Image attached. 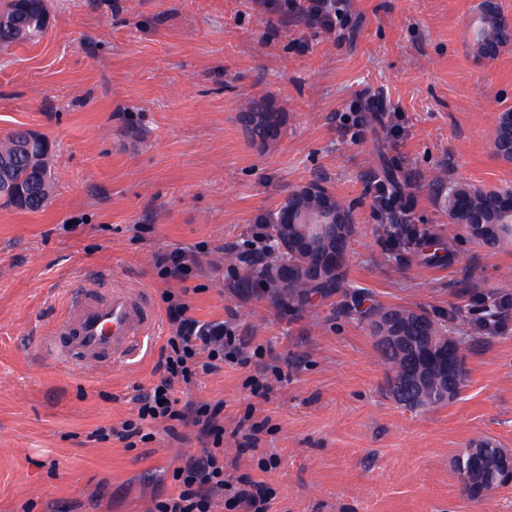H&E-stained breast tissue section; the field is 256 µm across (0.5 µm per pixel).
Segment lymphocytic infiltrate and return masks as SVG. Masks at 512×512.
I'll return each mask as SVG.
<instances>
[{
	"label": "lymphocytic infiltrate",
	"instance_id": "1",
	"mask_svg": "<svg viewBox=\"0 0 512 512\" xmlns=\"http://www.w3.org/2000/svg\"><path fill=\"white\" fill-rule=\"evenodd\" d=\"M341 2L278 0V11L285 16H301L308 26L332 33L349 21L340 10ZM368 193L373 216L395 228L393 236L383 240L384 249L391 251L419 239V229L409 220L414 195L400 192L390 179L378 176L372 177ZM163 300L172 334L161 348L157 381L148 391L136 395V419L98 427L93 438H112L132 449L151 442L152 429L157 425L174 438L180 428L194 429L201 445L199 455L174 469V493L155 501L152 512H272L275 495L269 487L250 474H234L237 460L224 458V441L228 438L233 439L239 455L257 451L269 418H256V410L251 407L228 431L224 428L223 403L184 402L177 395L179 386L191 385L198 375L219 369L224 360L247 364L242 336L230 323L193 318L189 304L173 292H164Z\"/></svg>",
	"mask_w": 512,
	"mask_h": 512
}]
</instances>
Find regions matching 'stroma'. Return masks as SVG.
Here are the masks:
<instances>
[{
    "instance_id": "stroma-1",
    "label": "stroma",
    "mask_w": 512,
    "mask_h": 512,
    "mask_svg": "<svg viewBox=\"0 0 512 512\" xmlns=\"http://www.w3.org/2000/svg\"><path fill=\"white\" fill-rule=\"evenodd\" d=\"M275 0H48L38 41L0 52V137L16 128L50 144L55 192L38 212L0 206V512H151L172 472L199 447L192 429L128 450L98 442L133 419L170 334L164 291L202 321H229L264 357L224 363L187 390L223 402L233 428L248 404L270 417L258 455L276 512H512V486L465 497L454 467L470 442L512 450V241L489 246L448 216V187L512 189L495 156L500 112L512 109V43L475 56L469 24L482 0H348L341 34L281 17ZM378 100L364 140L339 136L359 93ZM266 99L281 133L260 143L238 116ZM399 113L406 137L383 125ZM389 176L417 204L419 229L454 255L428 267L417 247L385 252L366 186ZM322 180L353 212L347 288L299 306L240 283L250 226ZM189 247L201 267L159 278L157 251ZM145 289L158 341L96 374L37 355L65 290L94 273ZM422 310L465 337L467 381L451 403L396 402L388 371L355 307ZM281 370L267 399L246 381ZM276 469L260 474L259 457Z\"/></svg>"
}]
</instances>
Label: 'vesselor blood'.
<instances>
[{"instance_id":"vessel-or-blood-1","label":"vessel or blood","mask_w":512,"mask_h":512,"mask_svg":"<svg viewBox=\"0 0 512 512\" xmlns=\"http://www.w3.org/2000/svg\"><path fill=\"white\" fill-rule=\"evenodd\" d=\"M158 316L142 289L98 282L74 287L45 341L49 356L88 371L127 364L151 344Z\"/></svg>"}]
</instances>
